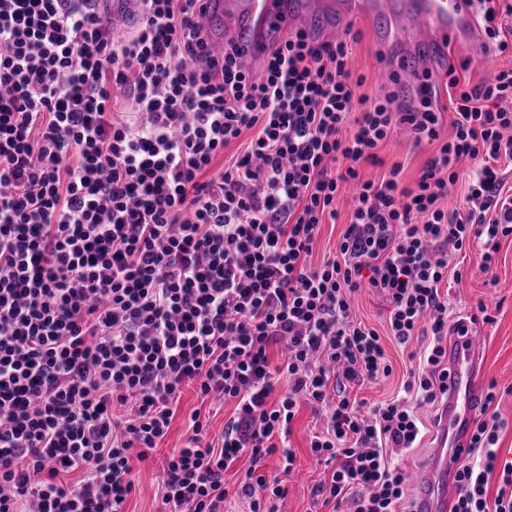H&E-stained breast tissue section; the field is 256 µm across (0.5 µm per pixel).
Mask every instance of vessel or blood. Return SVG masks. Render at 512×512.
<instances>
[{
	"label": "vessel or blood",
	"instance_id": "b4317fda",
	"mask_svg": "<svg viewBox=\"0 0 512 512\" xmlns=\"http://www.w3.org/2000/svg\"><path fill=\"white\" fill-rule=\"evenodd\" d=\"M196 15L199 38L212 58L223 60L225 43H234L245 68L256 74L297 31L327 41L342 35L349 22L370 20L383 70L400 76L401 95L410 109L420 105L425 71L447 58L449 47L473 50L484 40L473 0H199ZM481 342L473 329L448 350L438 463L415 482V512L448 510L453 459L466 455L471 422L483 407Z\"/></svg>",
	"mask_w": 512,
	"mask_h": 512
}]
</instances>
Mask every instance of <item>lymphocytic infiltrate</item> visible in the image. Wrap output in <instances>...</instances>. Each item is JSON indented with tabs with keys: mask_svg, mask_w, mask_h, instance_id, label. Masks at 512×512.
<instances>
[{
	"mask_svg": "<svg viewBox=\"0 0 512 512\" xmlns=\"http://www.w3.org/2000/svg\"><path fill=\"white\" fill-rule=\"evenodd\" d=\"M127 35L92 0H0V512H124L132 460L166 436L183 388L234 403L219 436L200 411L167 458L166 512H224V474L250 512H278L299 399L325 411L310 448L330 470L312 492L339 512H407L393 458L414 447L416 404L448 388L442 288L449 251L485 238L484 265L512 235V68L476 86L449 65L417 111L369 99L350 67L360 31L298 33L262 78L235 45L215 64L196 0H143ZM447 90L451 120L432 101ZM434 146L414 186L401 165L363 179L395 128ZM250 139L221 171L214 161ZM477 162L464 209L446 206L462 160ZM354 186L338 250L309 262L320 226ZM389 304L393 338L430 341L406 400L369 410L354 385L392 371L379 334L352 317L361 287ZM286 355L273 362L271 350ZM498 414H479L450 512H512L496 496ZM278 456L279 473L266 469Z\"/></svg>",
	"mask_w": 512,
	"mask_h": 512,
	"instance_id": "f902f5d3",
	"label": "lymphocytic infiltrate"
}]
</instances>
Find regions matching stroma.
<instances>
[{
  "instance_id": "1",
  "label": "stroma",
  "mask_w": 512,
  "mask_h": 512,
  "mask_svg": "<svg viewBox=\"0 0 512 512\" xmlns=\"http://www.w3.org/2000/svg\"><path fill=\"white\" fill-rule=\"evenodd\" d=\"M359 29L363 36L353 47L351 61L353 70L367 77L362 92L371 97L387 93L392 86L386 82L371 39L366 34L368 26L363 23ZM432 152V146L418 147L410 138L398 135L387 140L379 150L385 164H402L401 180L406 185L413 184L419 177ZM352 200V194H344L338 205L335 223L322 225L309 258L311 264H321L336 252L348 226ZM499 244L495 259L487 270L482 267L485 251L483 240H473L467 252L460 256L463 277L448 289V318L453 321L460 317H474L475 325L484 337L481 382L485 385L492 381L497 384L498 395L492 409L504 423L499 432V461L512 465V236L500 239ZM483 310L488 313L484 319L479 316ZM354 313L359 321L380 334L393 366L390 376L364 382L352 389L353 397L372 407L401 394L402 381L411 365L409 355L420 349L423 339L418 336L409 344H398L389 334L385 304L371 289H361L356 295ZM196 409L208 418L211 432L217 434L233 413L234 406L201 400L193 388H185L178 413L151 460L132 464L131 477L137 491L127 500L126 512H164L165 507L157 490L163 477L162 466L172 451L182 446L186 419ZM419 415L425 430L418 447L394 459L395 464L411 478L434 463L437 410L424 405L420 407ZM323 427L324 420L318 410L307 402H300L288 437V443L296 455L295 469L282 478L286 494L278 502L279 512H329L328 507H314L312 498L313 487L328 476L327 468L317 461L310 449L313 434L320 432Z\"/></svg>"
}]
</instances>
